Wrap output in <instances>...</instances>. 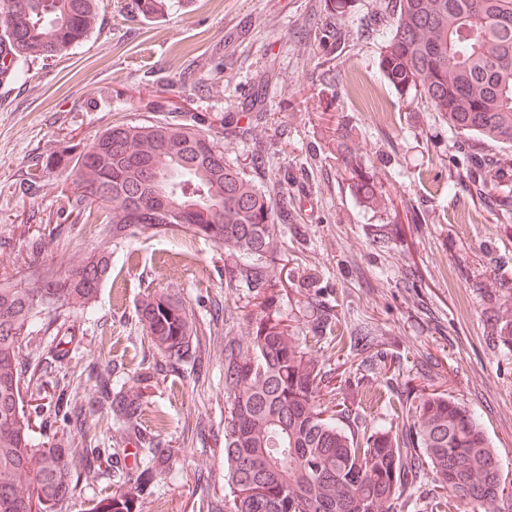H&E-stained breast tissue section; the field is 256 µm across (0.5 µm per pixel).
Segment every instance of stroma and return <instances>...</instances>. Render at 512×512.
<instances>
[{"label": "stroma", "instance_id": "1", "mask_svg": "<svg viewBox=\"0 0 512 512\" xmlns=\"http://www.w3.org/2000/svg\"><path fill=\"white\" fill-rule=\"evenodd\" d=\"M129 0H98L101 26L56 62L25 63L24 78L0 75V283L47 263L63 271L94 252L111 274L85 310L60 309L26 349L43 387L89 364L136 386L149 376L146 438L173 449L136 512H208L224 502L226 339L251 334L255 296L228 287L232 271L213 240L183 231H144L123 240L71 213L68 167L37 190L35 155L86 146L119 122L167 116L221 132L226 164L271 186L289 173L293 221L280 225L273 260L274 315L318 347L340 402L404 387L448 393L475 412L512 481V350L497 339L495 313L512 302V179L477 197L472 143L438 120L410 111L380 73L379 55L395 0H353L336 27L335 90L324 52L306 33L329 0H165L149 17ZM349 131L386 198L365 208L325 141ZM386 244H377L379 236ZM165 289L188 306L198 329L193 357L177 365L148 347L136 312L145 289ZM225 320L212 324L214 304ZM331 305L343 339L316 341L313 322ZM375 336L380 355L355 353L349 334ZM89 432L119 452L114 470L78 462V486L61 512H87L123 486L140 444L127 426L88 414Z\"/></svg>", "mask_w": 512, "mask_h": 512}]
</instances>
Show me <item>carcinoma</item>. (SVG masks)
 Returning a JSON list of instances; mask_svg holds the SVG:
<instances>
[{
  "label": "carcinoma",
  "instance_id": "1",
  "mask_svg": "<svg viewBox=\"0 0 512 512\" xmlns=\"http://www.w3.org/2000/svg\"><path fill=\"white\" fill-rule=\"evenodd\" d=\"M98 27L97 0H0V75H25L20 64L28 60L55 61ZM313 37L330 44L334 24L316 26ZM379 68L396 92L437 113L450 129L503 148L496 159H474L479 171L512 169V0H395ZM349 139L338 128L329 149L363 206L379 209L385 200ZM150 158L169 177L174 199L191 205L179 220L158 215L128 222L129 199L152 188L151 175L139 166ZM72 162L76 191L67 201L73 211L94 203L77 188L121 174L103 192L101 224L112 238L187 229L224 247L235 281L258 293L272 288L279 209L293 205L288 175L273 185L277 207L251 175L224 163L221 137L163 119L114 124ZM109 270L102 252L62 274L43 267L39 286H0V512H54L76 491L78 459L113 467L117 452L92 446L83 426L86 407L67 377L44 398L79 428V448L47 444L33 430L21 396L23 347L38 333L41 316L90 303ZM138 320L151 347L169 360L196 349L197 327L180 299L151 290L142 296ZM497 321L501 344L512 349V313ZM249 322L248 341L225 346L224 512H399L428 473L433 488L426 512H450L452 500L473 512H500L499 504L512 497L481 423L455 398L413 390L400 402L401 425L367 430L352 409L323 396L327 374L288 325L266 307ZM87 379L95 380L99 406L139 433L142 391L112 387L95 365ZM142 452L143 462L128 478L132 486L106 494L89 512H135L136 500L151 495L164 451Z\"/></svg>",
  "mask_w": 512,
  "mask_h": 512
}]
</instances>
